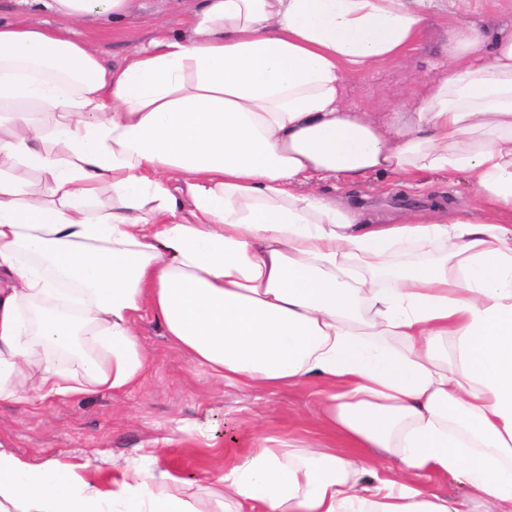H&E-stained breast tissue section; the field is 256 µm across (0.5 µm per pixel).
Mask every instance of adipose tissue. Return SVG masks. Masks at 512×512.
Masks as SVG:
<instances>
[{
    "instance_id": "adipose-tissue-1",
    "label": "adipose tissue",
    "mask_w": 512,
    "mask_h": 512,
    "mask_svg": "<svg viewBox=\"0 0 512 512\" xmlns=\"http://www.w3.org/2000/svg\"><path fill=\"white\" fill-rule=\"evenodd\" d=\"M32 2L77 28L0 20V402L134 387L148 313L225 384H324L348 448L263 444L196 494L101 453L106 494L0 447V512H512V30L457 20L447 72L383 124L342 109L346 83L406 56L424 0H200L120 68L79 28L129 0ZM434 172L482 214L375 224L314 190ZM448 473L472 499L428 489Z\"/></svg>"
}]
</instances>
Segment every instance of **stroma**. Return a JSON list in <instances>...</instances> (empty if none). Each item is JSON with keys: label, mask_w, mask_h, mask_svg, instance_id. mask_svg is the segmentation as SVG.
<instances>
[{"label": "stroma", "mask_w": 512, "mask_h": 512, "mask_svg": "<svg viewBox=\"0 0 512 512\" xmlns=\"http://www.w3.org/2000/svg\"><path fill=\"white\" fill-rule=\"evenodd\" d=\"M194 0H131L125 17L83 27L105 65L123 66L136 45L188 31ZM427 24L405 58L352 72L342 105L378 116L416 108L432 79L448 69V29L465 18L487 32L512 29V0H428ZM323 195L367 211L378 224L399 221L432 204L479 207L463 175H426L423 187H404L371 175L347 184L331 180ZM146 366L140 384L114 395L56 397L37 406L0 403V442L32 463L57 459L80 468L85 481L112 487V470L96 467L98 451L142 468L166 467L197 489L223 467L240 463L264 437L308 442L323 434L318 384L271 391L232 387L213 378L173 346L154 318L138 325Z\"/></svg>", "instance_id": "obj_1"}]
</instances>
